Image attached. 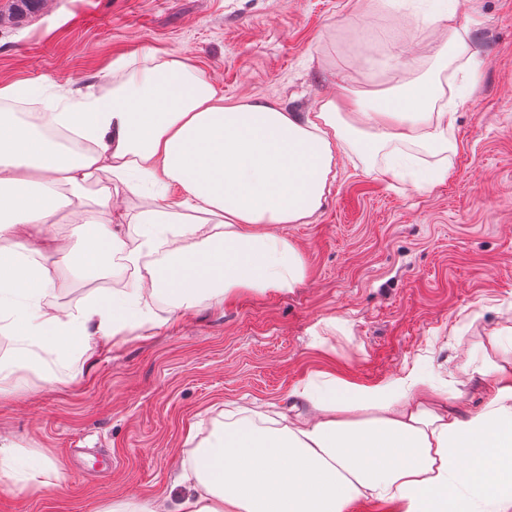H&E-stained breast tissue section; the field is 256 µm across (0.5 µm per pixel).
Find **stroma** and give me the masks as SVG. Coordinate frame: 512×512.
<instances>
[{"label":"stroma","mask_w":512,"mask_h":512,"mask_svg":"<svg viewBox=\"0 0 512 512\" xmlns=\"http://www.w3.org/2000/svg\"><path fill=\"white\" fill-rule=\"evenodd\" d=\"M430 0H40L28 14L0 0V86L24 82L50 99L109 89L113 69L151 49L196 66L230 100L311 111L339 93L340 74L387 84L396 64L418 69L444 42L424 24ZM480 82L458 109L457 153L434 187L392 180L345 158L309 224L282 231L301 247L305 282L245 293L170 319L90 360L46 364L0 396V435L23 457L67 466V487L15 495L0 512H89L131 493L188 491L180 465L231 403H278L329 372L358 385L413 367L442 383L463 349L512 320V0H458ZM111 270L78 280L59 269L50 301L74 311L114 288Z\"/></svg>","instance_id":"stroma-1"}]
</instances>
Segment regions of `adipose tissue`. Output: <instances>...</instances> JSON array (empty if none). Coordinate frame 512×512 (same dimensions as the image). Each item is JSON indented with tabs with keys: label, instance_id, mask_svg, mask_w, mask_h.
<instances>
[{
	"label": "adipose tissue",
	"instance_id": "1",
	"mask_svg": "<svg viewBox=\"0 0 512 512\" xmlns=\"http://www.w3.org/2000/svg\"><path fill=\"white\" fill-rule=\"evenodd\" d=\"M446 35L432 66L392 85L339 94L309 112L267 102L228 104L195 66L173 53L148 52L102 95H78L74 111L56 102L21 118L12 102L35 95L0 87V332L17 353L0 358V395L19 373L53 382L43 355L90 359L130 333L239 294L289 291L308 272L301 248L281 231L308 224L323 208L339 159L383 156L391 178L414 174L428 185L448 177L458 150L459 102L448 70L477 81L479 62L456 0L436 15ZM86 145L64 157L49 131ZM107 179L96 198L87 187ZM140 200L127 215V196ZM80 225L82 243L57 241L59 213ZM138 226L127 246L124 224ZM125 287L97 292L77 311L46 300L59 267L87 277L102 258ZM448 388L415 369L386 385L311 377L286 409L236 407L192 444L190 493L180 512H348L367 500L385 512H512V325L468 355ZM485 380L483 406L466 409L473 379ZM50 473L63 491L64 462L18 457L0 436V484Z\"/></svg>",
	"mask_w": 512,
	"mask_h": 512
}]
</instances>
